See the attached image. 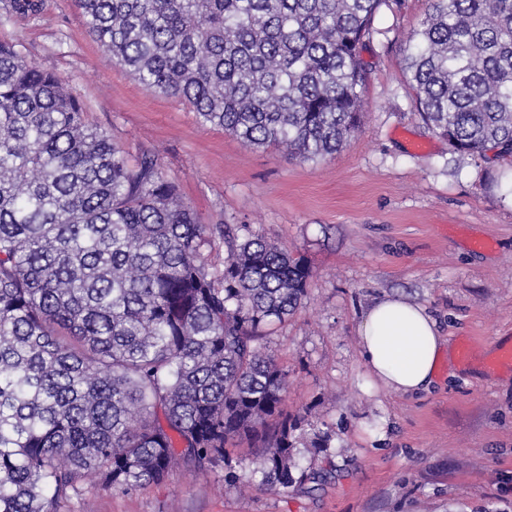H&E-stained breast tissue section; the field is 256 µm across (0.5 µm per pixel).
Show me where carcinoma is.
I'll return each mask as SVG.
<instances>
[{"instance_id": "cac0c4a2", "label": "carcinoma", "mask_w": 512, "mask_h": 512, "mask_svg": "<svg viewBox=\"0 0 512 512\" xmlns=\"http://www.w3.org/2000/svg\"><path fill=\"white\" fill-rule=\"evenodd\" d=\"M90 35L153 92L254 147L316 160L364 123L387 0H77ZM36 17L43 0H3ZM416 108L463 157L512 155V0H433L403 58ZM209 225L155 155L129 164L52 71L0 43V512H58L205 471L246 438L295 483L288 371L258 340L303 304L310 269Z\"/></svg>"}]
</instances>
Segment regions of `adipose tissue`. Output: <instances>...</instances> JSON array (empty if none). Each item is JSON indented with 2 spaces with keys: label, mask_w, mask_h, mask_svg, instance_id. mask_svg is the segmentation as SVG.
<instances>
[{
  "label": "adipose tissue",
  "mask_w": 512,
  "mask_h": 512,
  "mask_svg": "<svg viewBox=\"0 0 512 512\" xmlns=\"http://www.w3.org/2000/svg\"><path fill=\"white\" fill-rule=\"evenodd\" d=\"M360 355L372 378L388 390H430L445 352L435 320L402 297L377 300L359 325Z\"/></svg>",
  "instance_id": "obj_1"
}]
</instances>
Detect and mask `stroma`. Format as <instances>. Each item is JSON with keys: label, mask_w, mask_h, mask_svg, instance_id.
<instances>
[{"label": "stroma", "mask_w": 512, "mask_h": 512, "mask_svg": "<svg viewBox=\"0 0 512 512\" xmlns=\"http://www.w3.org/2000/svg\"><path fill=\"white\" fill-rule=\"evenodd\" d=\"M430 6L381 8L364 128L317 161L251 148L155 94L109 59L75 0L0 21V41L59 75L129 162L154 154L202 223L251 225L313 273L303 307L261 341L289 372L284 409L326 440L299 443L292 487L270 486L243 442L208 473L98 488L61 512H512V371L487 366L512 345V157L458 158L420 119L402 55ZM385 294L425 305L451 346L473 340L429 392L371 383L358 327ZM230 471L247 488L226 492Z\"/></svg>", "instance_id": "1"}]
</instances>
